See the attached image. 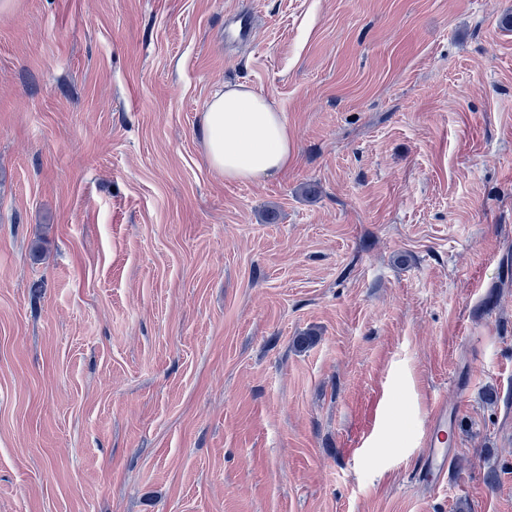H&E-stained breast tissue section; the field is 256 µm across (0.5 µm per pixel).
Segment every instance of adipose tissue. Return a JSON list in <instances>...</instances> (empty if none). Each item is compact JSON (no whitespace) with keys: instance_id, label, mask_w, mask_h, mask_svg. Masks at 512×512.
<instances>
[{"instance_id":"ef3b65f1","label":"adipose tissue","mask_w":512,"mask_h":512,"mask_svg":"<svg viewBox=\"0 0 512 512\" xmlns=\"http://www.w3.org/2000/svg\"><path fill=\"white\" fill-rule=\"evenodd\" d=\"M200 132L210 166L229 182L285 171L294 156V137L282 113L242 84L211 96Z\"/></svg>"}]
</instances>
